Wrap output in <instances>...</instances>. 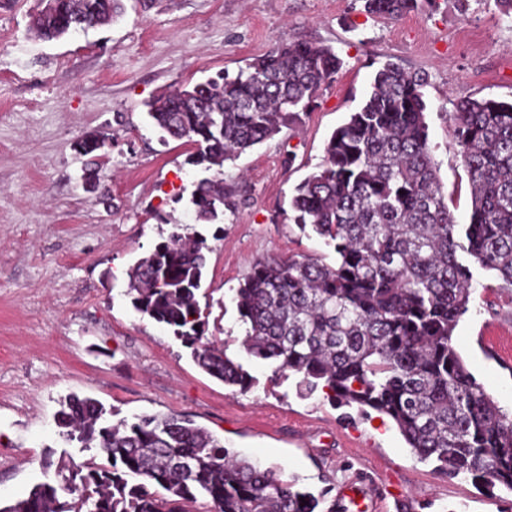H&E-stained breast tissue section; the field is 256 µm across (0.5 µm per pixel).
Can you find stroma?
Masks as SVG:
<instances>
[{"mask_svg": "<svg viewBox=\"0 0 512 512\" xmlns=\"http://www.w3.org/2000/svg\"><path fill=\"white\" fill-rule=\"evenodd\" d=\"M37 6L0 0V504L53 481L60 455L89 459L55 425L60 400L75 393L122 418L185 415L313 492L339 491L366 472V491L385 496L386 512H512L511 491L439 474L388 418L349 422L322 392L301 396L297 376L274 379V364L241 349L233 301L257 260L335 264L334 250L282 210L387 61L428 73L438 175L456 223H469V179L449 114L463 97L512 99V17L496 0H421L396 22L366 15L360 0H124L112 24L44 42L28 30ZM298 40L332 46L342 70L300 122L226 163L243 198L236 213L195 223L188 203L172 200L199 177L184 163L190 147L161 141L146 102ZM96 132L107 137V188L89 192L73 146ZM176 224L207 240L200 305L227 355L256 378L249 391L201 371L125 294L128 268ZM471 271L454 345L510 412L512 291L479 266Z\"/></svg>", "mask_w": 512, "mask_h": 512, "instance_id": "1", "label": "stroma"}]
</instances>
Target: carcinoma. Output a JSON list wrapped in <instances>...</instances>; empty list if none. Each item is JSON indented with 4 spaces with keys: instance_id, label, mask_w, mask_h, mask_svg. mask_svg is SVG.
<instances>
[{
    "instance_id": "carcinoma-1",
    "label": "carcinoma",
    "mask_w": 512,
    "mask_h": 512,
    "mask_svg": "<svg viewBox=\"0 0 512 512\" xmlns=\"http://www.w3.org/2000/svg\"><path fill=\"white\" fill-rule=\"evenodd\" d=\"M364 12L398 20L418 0H362ZM29 29L51 41L103 26L122 0H56ZM344 61L327 45L279 44L236 74L221 72L145 103L162 139L193 146L186 164L206 173L190 193L197 224H219L241 203L224 164L272 139L316 103ZM428 75L387 61L360 106L326 141L323 163L294 189L286 219L334 248L336 265L314 258L257 261L234 300L246 325L240 346L299 377L304 394L388 417L422 462L450 477L512 491V413L467 369L453 334L470 302L472 273L459 254L512 291V101L459 99L454 142L471 186V218L455 222L437 175L426 122ZM104 145L78 141L98 173ZM206 239L174 231L127 270L134 309L167 326L195 364L242 391L255 383L224 344L204 339L198 291ZM103 405L72 395L57 419L66 442L96 450L61 456L57 480L36 484L0 512H319L315 495L224 447L181 414L109 424ZM308 504H302V501Z\"/></svg>"
}]
</instances>
